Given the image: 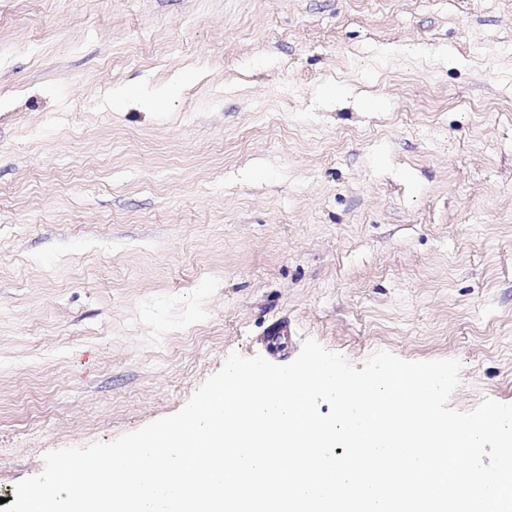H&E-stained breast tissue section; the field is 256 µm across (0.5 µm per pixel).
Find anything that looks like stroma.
Masks as SVG:
<instances>
[{
  "label": "stroma",
  "instance_id": "1",
  "mask_svg": "<svg viewBox=\"0 0 512 512\" xmlns=\"http://www.w3.org/2000/svg\"><path fill=\"white\" fill-rule=\"evenodd\" d=\"M281 326L512 403V0H0V498Z\"/></svg>",
  "mask_w": 512,
  "mask_h": 512
}]
</instances>
